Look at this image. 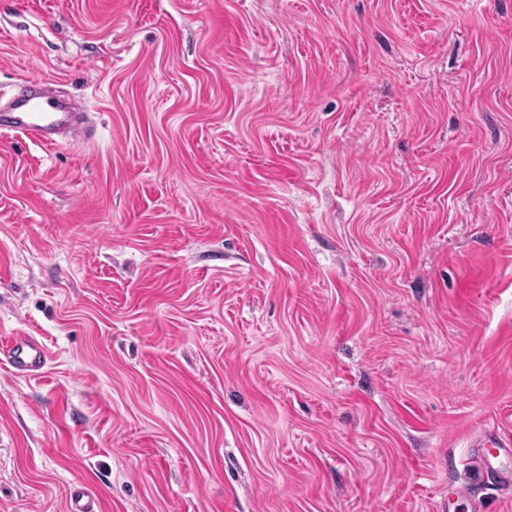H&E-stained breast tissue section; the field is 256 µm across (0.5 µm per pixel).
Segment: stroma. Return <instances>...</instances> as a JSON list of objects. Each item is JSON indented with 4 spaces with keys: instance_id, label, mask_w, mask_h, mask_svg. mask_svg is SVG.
Returning a JSON list of instances; mask_svg holds the SVG:
<instances>
[{
    "instance_id": "1",
    "label": "stroma",
    "mask_w": 512,
    "mask_h": 512,
    "mask_svg": "<svg viewBox=\"0 0 512 512\" xmlns=\"http://www.w3.org/2000/svg\"><path fill=\"white\" fill-rule=\"evenodd\" d=\"M0 512H512V0H0ZM26 84L29 93L24 96H17L12 90L0 91V99L6 97L16 111L9 112L1 125L45 147L55 146L61 133L71 138L85 136V127L75 124L73 112H65L61 104L45 97L43 90L48 83L43 78L29 77ZM0 356H3L14 372L37 373L47 363V351L35 336H11L0 343ZM484 448H493V450L488 449L485 454L483 463L487 470H491L497 473L499 477V484L502 486H510V482L512 481V473L511 478L507 471H504L499 466H495L502 456H509L511 453L512 456V448H507L510 444L507 445V442H503L500 438H489L486 444H484Z\"/></svg>"
}]
</instances>
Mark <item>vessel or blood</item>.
Instances as JSON below:
<instances>
[{"mask_svg": "<svg viewBox=\"0 0 512 512\" xmlns=\"http://www.w3.org/2000/svg\"><path fill=\"white\" fill-rule=\"evenodd\" d=\"M26 84L28 94L8 93L7 98L14 110L0 120V125L45 147L55 146L63 134L72 138L84 136L85 129L76 124L74 114L45 97L46 82L43 78H28ZM0 356L14 371L28 374L40 372L48 359L44 345L36 337L24 335H16L0 343Z\"/></svg>", "mask_w": 512, "mask_h": 512, "instance_id": "vessel-or-blood-1", "label": "vessel or blood"}]
</instances>
